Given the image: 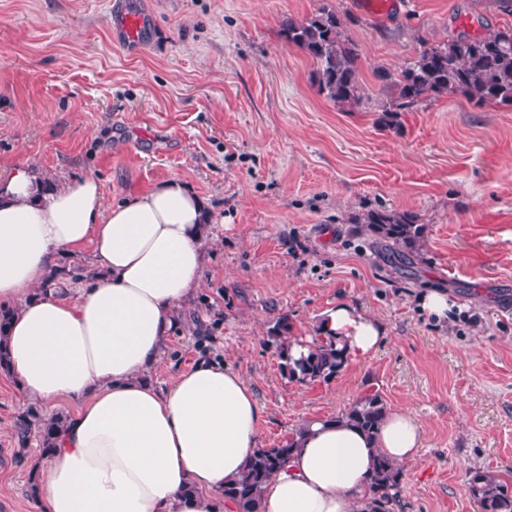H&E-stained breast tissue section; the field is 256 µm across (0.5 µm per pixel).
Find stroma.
<instances>
[{
	"instance_id": "35a3bbf8",
	"label": "stroma",
	"mask_w": 512,
	"mask_h": 512,
	"mask_svg": "<svg viewBox=\"0 0 512 512\" xmlns=\"http://www.w3.org/2000/svg\"><path fill=\"white\" fill-rule=\"evenodd\" d=\"M128 2L150 19L135 51L110 30V0H0V173L32 161L58 187L95 176L108 205L185 181L219 221L152 382L202 357L238 369L263 412L262 448L379 392L425 433L394 512H478L469 472L512 473V108L457 94L386 127L375 105L343 112L320 94L281 29L324 4L346 15L374 98L375 70L398 71L421 41L512 16L493 0H400L387 17L356 0ZM379 207L425 224L413 274L349 224ZM433 288L454 300L452 319L422 312ZM339 302L379 320L384 344L330 381L288 379L267 343L275 323L312 336ZM30 403L0 371V512H38L39 446L14 431Z\"/></svg>"
}]
</instances>
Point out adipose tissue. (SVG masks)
<instances>
[{
	"mask_svg": "<svg viewBox=\"0 0 512 512\" xmlns=\"http://www.w3.org/2000/svg\"><path fill=\"white\" fill-rule=\"evenodd\" d=\"M214 216L182 179L105 206L98 178L47 190L37 166L0 176V307L9 370L47 407L78 408L46 455L40 512H233L224 486L257 446L262 410L243 375L202 360L165 388L150 373L176 312L201 286L204 225ZM98 269L76 300L41 293L63 256ZM320 332L347 362L385 329L341 303ZM298 448L266 485L262 512H363L376 454L418 458L424 431L388 411L374 436L333 418L301 422Z\"/></svg>",
	"mask_w": 512,
	"mask_h": 512,
	"instance_id": "1",
	"label": "adipose tissue"
}]
</instances>
